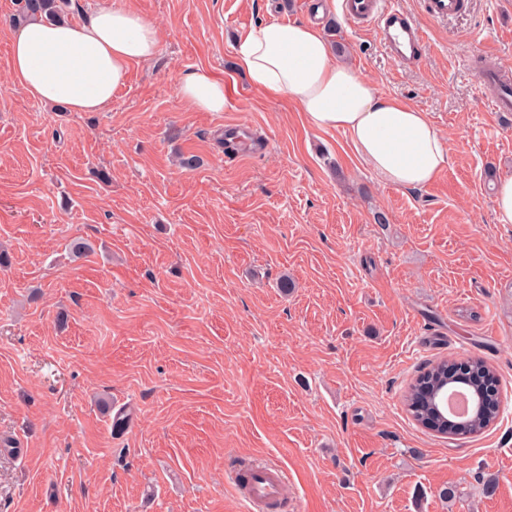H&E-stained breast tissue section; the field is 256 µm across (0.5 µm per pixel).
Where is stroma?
Segmentation results:
<instances>
[{"label":"stroma","instance_id":"obj_1","mask_svg":"<svg viewBox=\"0 0 512 512\" xmlns=\"http://www.w3.org/2000/svg\"><path fill=\"white\" fill-rule=\"evenodd\" d=\"M398 2L425 38L412 65L338 9L321 24L338 62L443 136L450 162L420 190L237 69L238 35L309 20L312 0H128L159 51L100 112L13 84L18 0H0V441L23 445L0 451V512H244L243 461L286 471L282 512H512V224L494 213L512 112L481 87L512 74V0L444 21ZM194 69L230 85L224 111L179 97ZM228 122L266 152L226 158ZM471 356L508 397L497 423L420 427L410 383Z\"/></svg>","mask_w":512,"mask_h":512}]
</instances>
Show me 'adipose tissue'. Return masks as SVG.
Wrapping results in <instances>:
<instances>
[{
	"label": "adipose tissue",
	"mask_w": 512,
	"mask_h": 512,
	"mask_svg": "<svg viewBox=\"0 0 512 512\" xmlns=\"http://www.w3.org/2000/svg\"><path fill=\"white\" fill-rule=\"evenodd\" d=\"M159 45L155 24L126 0H115L80 23L36 18L17 27L10 68L14 82L41 102L100 112L125 85L131 65L152 60ZM234 53L253 87L298 103L310 127L346 134L381 181L422 189L448 165L449 150L427 113L377 95L363 75L337 63L318 23L253 25ZM178 93L199 112H221L228 105L223 81L198 70L180 78Z\"/></svg>",
	"instance_id": "adipose-tissue-1"
}]
</instances>
